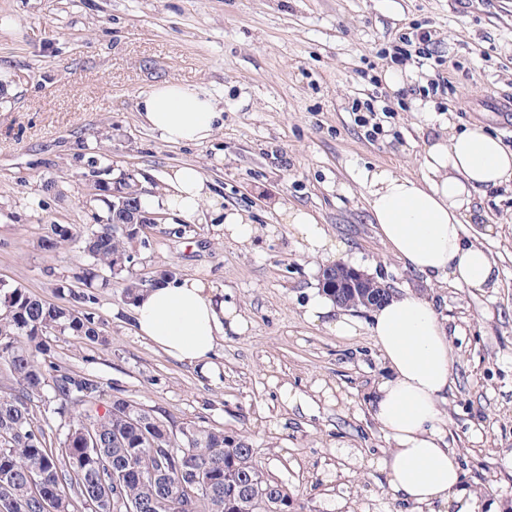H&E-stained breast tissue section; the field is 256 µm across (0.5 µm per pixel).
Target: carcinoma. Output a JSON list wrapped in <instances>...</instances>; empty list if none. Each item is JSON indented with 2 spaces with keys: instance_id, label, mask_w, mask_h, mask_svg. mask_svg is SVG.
<instances>
[{
  "instance_id": "1",
  "label": "carcinoma",
  "mask_w": 512,
  "mask_h": 512,
  "mask_svg": "<svg viewBox=\"0 0 512 512\" xmlns=\"http://www.w3.org/2000/svg\"><path fill=\"white\" fill-rule=\"evenodd\" d=\"M49 244L75 239L108 270L129 264L138 239L97 224L81 237L53 225ZM69 305L43 303L20 287L0 288V372L11 381L0 396V512H269L254 491L282 487L255 464L250 441L189 425L176 434L164 418L126 398L106 400L89 375L46 365L47 333L63 327L87 341L99 338L93 301L67 288ZM60 401L59 433L34 425L37 404Z\"/></svg>"
}]
</instances>
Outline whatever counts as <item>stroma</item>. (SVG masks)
I'll use <instances>...</instances> for the list:
<instances>
[{"label": "stroma", "instance_id": "stroma-1", "mask_svg": "<svg viewBox=\"0 0 512 512\" xmlns=\"http://www.w3.org/2000/svg\"><path fill=\"white\" fill-rule=\"evenodd\" d=\"M0 0V280L61 303V284L93 261L73 241L44 240L54 224L105 223L100 186L134 175L160 194L170 168H199L225 208L258 227L247 243L202 215L160 214L136 275L170 271L213 284L247 320L217 347L214 375L140 336L123 280L99 269L91 308L100 339L57 328L48 360L93 376L164 417L250 439L253 459L288 493L289 512H412L400 508L379 462L391 443L367 401L385 370L366 328L339 337L308 322L304 305L323 260L300 253L281 221L312 213L344 242V263L393 291L430 299L447 320L453 384L442 411L468 491L512 512V190L478 196L465 234L498 261L479 292L426 282L377 234L351 172L420 175L425 124L411 98L384 90L388 111L368 135L351 110L385 64L380 51L412 23L436 30L427 82L457 128L481 125L512 148V0ZM175 80L212 94L224 124L211 141L169 144L137 109L151 86ZM312 398L288 406L283 388Z\"/></svg>", "mask_w": 512, "mask_h": 512}]
</instances>
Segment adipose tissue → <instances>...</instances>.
I'll return each mask as SVG.
<instances>
[{"label":"adipose tissue","instance_id":"ef3b65f1","mask_svg":"<svg viewBox=\"0 0 512 512\" xmlns=\"http://www.w3.org/2000/svg\"><path fill=\"white\" fill-rule=\"evenodd\" d=\"M147 126L170 144L203 143L222 119L214 96L194 86L165 81L139 97ZM421 176L387 168H361L356 179L367 193L372 222L390 252L412 271L458 288L496 285L498 268L490 254L471 243L463 224L481 191L512 185V149L485 127L437 135L427 143ZM172 190L146 196V209L163 208L190 220L212 203L210 187L195 167L175 168ZM301 252L334 253L327 233L306 210L286 216ZM335 302L314 290L305 307L312 323L328 319L339 336L355 335L356 320L335 316ZM139 333L175 360L214 372L210 357L228 333L246 323L202 279L185 277L144 291L133 306ZM367 330L381 354L386 374L370 400V414L393 447L381 467L400 501L429 512L454 506L455 512H480L477 497L462 486L464 472L446 441L447 421L440 411L452 378L453 357L444 323L434 305L420 296L393 294L373 309Z\"/></svg>","mask_w":512,"mask_h":512}]
</instances>
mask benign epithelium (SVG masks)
<instances>
[{
    "label": "benign epithelium",
    "mask_w": 512,
    "mask_h": 512,
    "mask_svg": "<svg viewBox=\"0 0 512 512\" xmlns=\"http://www.w3.org/2000/svg\"><path fill=\"white\" fill-rule=\"evenodd\" d=\"M138 185L124 180L112 188V197L119 201L120 210L128 218L113 222L112 231L124 235L139 236L148 224L158 223L155 215L137 209ZM322 287L336 305L343 308H358V304L371 308L388 296V289L369 275L342 261L328 264L323 270Z\"/></svg>",
    "instance_id": "benign-epithelium-1"
}]
</instances>
